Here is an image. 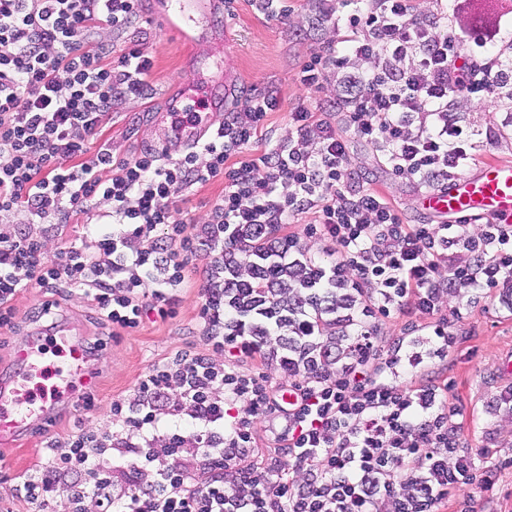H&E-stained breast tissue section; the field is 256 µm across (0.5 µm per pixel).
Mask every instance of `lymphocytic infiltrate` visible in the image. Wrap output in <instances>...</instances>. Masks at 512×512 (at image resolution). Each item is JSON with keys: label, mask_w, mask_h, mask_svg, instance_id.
<instances>
[{"label": "lymphocytic infiltrate", "mask_w": 512, "mask_h": 512, "mask_svg": "<svg viewBox=\"0 0 512 512\" xmlns=\"http://www.w3.org/2000/svg\"><path fill=\"white\" fill-rule=\"evenodd\" d=\"M143 0H0V328L13 300L79 291L113 337L175 318L201 284L202 350L150 366L13 484L31 512H477L512 457L462 440L448 361L481 300L512 312V218L405 220L369 172L435 190L512 129V11L463 27L464 0H312L323 36L295 74L313 94L269 141L276 89L181 154L117 158L97 137L147 98ZM489 108L464 123L458 98ZM224 191L205 218L177 209ZM104 222L47 251L25 227ZM402 320L399 335L383 327ZM484 467H477V460ZM222 181H211L205 185H195L190 188L181 207L191 210L197 218L204 217L212 202L222 194Z\"/></svg>", "instance_id": "lymphocytic-infiltrate-1"}]
</instances>
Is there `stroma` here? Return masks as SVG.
Listing matches in <instances>:
<instances>
[{
    "label": "stroma",
    "mask_w": 512,
    "mask_h": 512,
    "mask_svg": "<svg viewBox=\"0 0 512 512\" xmlns=\"http://www.w3.org/2000/svg\"><path fill=\"white\" fill-rule=\"evenodd\" d=\"M232 7L229 14L214 12L192 37L184 40L155 24H146V49L154 62L149 78L151 91L146 99L119 106L108 119L102 138L109 141L115 155L131 157L149 148L156 136L153 124L156 113L175 100L204 96L211 83L227 75L232 78L233 93L240 106L250 94L277 88L280 106L271 114L270 125L273 136L287 134L290 112L306 97L294 81L295 72L316 45L315 36L307 32L308 4L306 0H298L294 14L284 22L258 14L250 0H234ZM228 39L234 45V69L229 74L222 69L224 42ZM374 178L377 187L396 200L407 220L422 219L418 192L408 179L393 178L381 169L375 171ZM42 299L39 289L30 288L15 300V327L0 331L1 374L13 370L14 344L36 329L32 312ZM199 303L200 284L194 280L184 291L183 303L174 320L148 321L116 339L111 326L101 319L98 310L83 294L75 292L61 299V310L83 341L100 340L104 348L97 364V412L88 417L80 409H61L51 427V436L67 437L82 420L98 431L111 430L108 410L112 399L128 394L150 365L175 351L199 346L194 330ZM467 329L472 333L471 344L477 353L461 358L449 369L448 376L467 415L465 437L493 447L512 436V415L487 412L491 398L505 385L504 380L496 378L495 371L502 353L512 349V313L496 302L483 301L475 307ZM42 443V436L28 435L16 445L0 450L10 474L9 480H0V498L8 500L11 512L30 510L25 501L12 499L10 479L40 460Z\"/></svg>",
    "instance_id": "obj_1"
}]
</instances>
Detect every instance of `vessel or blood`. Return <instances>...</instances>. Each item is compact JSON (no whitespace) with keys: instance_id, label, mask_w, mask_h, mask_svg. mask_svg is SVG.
<instances>
[{"instance_id":"vessel-or-blood-1","label":"vessel or blood","mask_w":512,"mask_h":512,"mask_svg":"<svg viewBox=\"0 0 512 512\" xmlns=\"http://www.w3.org/2000/svg\"><path fill=\"white\" fill-rule=\"evenodd\" d=\"M215 0H165L154 15L165 30L189 36L201 19L211 14ZM421 208L430 215L455 220L462 215L512 216V163L489 161L449 180L447 186L423 194ZM43 351L40 338L29 337L17 347L14 371L0 375V445L14 441L25 430L46 422L59 399L74 398L79 389L94 384L95 367L73 364L55 387V394L34 401L25 391Z\"/></svg>"}]
</instances>
